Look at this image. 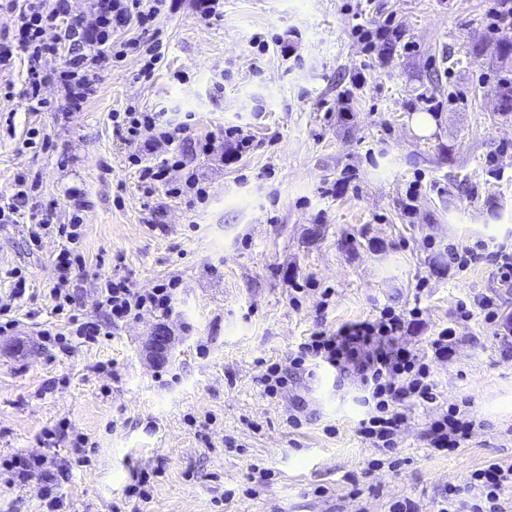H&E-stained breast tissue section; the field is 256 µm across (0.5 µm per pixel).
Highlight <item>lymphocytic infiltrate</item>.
I'll use <instances>...</instances> for the list:
<instances>
[{
  "label": "lymphocytic infiltrate",
  "instance_id": "1",
  "mask_svg": "<svg viewBox=\"0 0 512 512\" xmlns=\"http://www.w3.org/2000/svg\"><path fill=\"white\" fill-rule=\"evenodd\" d=\"M5 6L16 9L17 22L12 43L0 45V68L9 66L14 50H22L28 59L29 88L26 92L28 111L39 112L47 103L41 94L46 81L40 62L56 54L57 43L46 41V29L56 26L67 11L66 0H5ZM177 0H97V20L93 29L72 23L66 33L70 67L63 80L75 89L92 93L94 68L102 51H109L113 60L123 61L135 55L141 75H151L161 62L162 42L144 46L134 39L117 40L116 35L131 24H147L162 11L175 9ZM112 121L124 132L130 143L144 140L171 141L176 131L162 123L158 113H113ZM100 304L112 322L119 323L150 309L168 313L172 293L159 287L148 293L133 291L124 282L105 281L100 288ZM420 308L402 313L383 309L379 316L345 324L334 333L316 331L298 346L291 368L328 367L341 373L358 376L364 409L357 433L380 456L370 465L382 469L393 453L395 437L408 418L412 406L433 407L439 403L437 385L430 375L431 360H445L455 352L457 343L453 325L438 329L429 341L430 355L424 356L398 345L406 322L418 320ZM469 400L453 404L434 419L428 427V445L438 453H453L467 440L474 421L470 418ZM437 512H512V462L488 458L480 468L471 471L465 487L449 486L442 495Z\"/></svg>",
  "mask_w": 512,
  "mask_h": 512
}]
</instances>
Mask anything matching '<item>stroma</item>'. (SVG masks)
<instances>
[{
    "mask_svg": "<svg viewBox=\"0 0 512 512\" xmlns=\"http://www.w3.org/2000/svg\"><path fill=\"white\" fill-rule=\"evenodd\" d=\"M67 8L47 32L60 43L41 63L47 108L26 109L24 55L0 70V308L17 321L0 332V462L44 460L58 479L54 512H388L403 498L435 512L487 457L512 460V280L500 270L512 256V112L498 95V48L512 29L490 32L486 0H224L207 24L195 0H179L121 32L163 39L154 76L104 55L79 105L59 78L62 41L69 20L94 24L96 0ZM387 24L397 36L371 50L355 32ZM287 30L286 53L257 57L256 33ZM129 107L184 130L171 143H127L112 115ZM417 113L429 132L414 131ZM228 126L250 140L232 161ZM33 127L42 141L31 148ZM205 136L212 150L197 154ZM174 153L186 169L145 190L131 155ZM190 174L205 201L169 194ZM19 179L31 187L21 205ZM75 216L83 236L72 244L63 227ZM453 247L481 257L450 271ZM65 248L77 256L68 314L50 297ZM108 279L144 292L174 282L171 312L110 324L98 304ZM299 283L308 292L295 294ZM484 296L501 327L461 318V302ZM416 305L405 348L426 353L438 328L456 326L455 356L430 365L442 404L473 403L477 424L454 453L428 447L436 411L417 407L396 468L370 470L349 374L298 372L279 399L265 396L269 363L289 366L312 331ZM85 316L106 327L97 344L65 351L43 339L70 336ZM163 325L175 341L157 364L145 342ZM139 472L151 476L147 503L126 495ZM7 479L0 512H53L43 480Z\"/></svg>",
    "mask_w": 512,
    "mask_h": 512,
    "instance_id": "1",
    "label": "stroma"
}]
</instances>
